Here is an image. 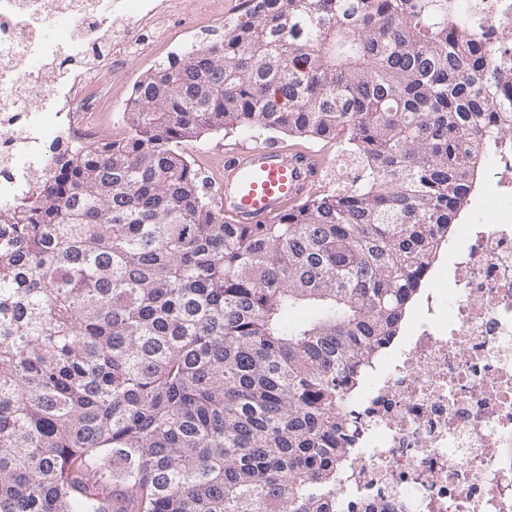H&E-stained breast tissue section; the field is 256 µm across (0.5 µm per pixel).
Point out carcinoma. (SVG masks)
<instances>
[{
  "label": "carcinoma",
  "instance_id": "1",
  "mask_svg": "<svg viewBox=\"0 0 512 512\" xmlns=\"http://www.w3.org/2000/svg\"><path fill=\"white\" fill-rule=\"evenodd\" d=\"M480 0H247L0 210V512H336L341 412L512 125ZM336 138L358 174L231 224L185 145Z\"/></svg>",
  "mask_w": 512,
  "mask_h": 512
}]
</instances>
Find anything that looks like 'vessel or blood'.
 Returning <instances> with one entry per match:
<instances>
[{
  "instance_id": "vessel-or-blood-1",
  "label": "vessel or blood",
  "mask_w": 512,
  "mask_h": 512,
  "mask_svg": "<svg viewBox=\"0 0 512 512\" xmlns=\"http://www.w3.org/2000/svg\"><path fill=\"white\" fill-rule=\"evenodd\" d=\"M324 168L320 152L273 142L225 150L211 185L235 224H263L316 193Z\"/></svg>"
}]
</instances>
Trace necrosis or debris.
Wrapping results in <instances>:
<instances>
[{
	"mask_svg": "<svg viewBox=\"0 0 512 512\" xmlns=\"http://www.w3.org/2000/svg\"><path fill=\"white\" fill-rule=\"evenodd\" d=\"M181 0H0V207L49 173V149L120 138L101 120L113 62L151 58ZM451 288L345 403L358 419L337 479L351 512H512V214L456 225Z\"/></svg>",
	"mask_w": 512,
	"mask_h": 512,
	"instance_id": "necrosis-or-debris-1",
	"label": "necrosis or debris"
}]
</instances>
